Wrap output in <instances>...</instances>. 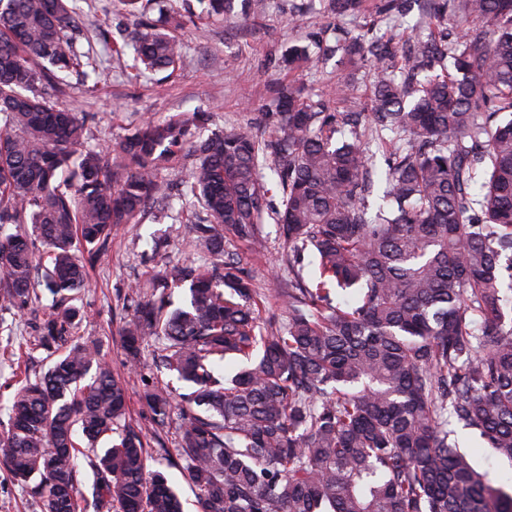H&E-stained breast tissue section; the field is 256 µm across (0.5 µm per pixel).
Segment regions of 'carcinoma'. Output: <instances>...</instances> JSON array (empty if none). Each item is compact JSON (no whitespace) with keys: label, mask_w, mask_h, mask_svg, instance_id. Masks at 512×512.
Here are the masks:
<instances>
[{"label":"carcinoma","mask_w":512,"mask_h":512,"mask_svg":"<svg viewBox=\"0 0 512 512\" xmlns=\"http://www.w3.org/2000/svg\"><path fill=\"white\" fill-rule=\"evenodd\" d=\"M201 2L226 22L269 7ZM440 2L406 28L401 60L372 27L336 44L372 72L359 112L330 107L356 98L352 82L315 97L290 81L264 134L229 122L200 138L204 113L147 116L103 149L88 145L89 114L56 103L63 76L89 66L77 0H0V353L17 336L6 315L39 285L52 296L26 339L50 366L18 381L0 446L42 512H183L77 302L116 232L185 214L197 257L130 287L119 334L129 367L152 341L170 377L141 399L154 430L176 427L199 512H512V490L457 442L472 430L512 461V0ZM151 4L118 0L134 18ZM333 6L356 18L363 0ZM407 7L384 0L388 28ZM186 21L172 7L135 41L137 72L182 61ZM447 58L456 74H436ZM282 64L309 73L313 55L294 46ZM267 218L286 248L287 314L263 321L230 245L262 250Z\"/></svg>","instance_id":"obj_1"}]
</instances>
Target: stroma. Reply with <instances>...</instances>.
I'll return each mask as SVG.
<instances>
[{"instance_id":"35a3bbf8","label":"stroma","mask_w":512,"mask_h":512,"mask_svg":"<svg viewBox=\"0 0 512 512\" xmlns=\"http://www.w3.org/2000/svg\"><path fill=\"white\" fill-rule=\"evenodd\" d=\"M90 26L82 49L99 60L96 79L71 75L63 105L91 116L89 143L103 147L118 143L141 117L168 116L174 113L206 112L211 116L200 136L227 122H257L272 105L275 83L287 80L288 73L280 59L288 47L300 42L310 45L319 57L318 67L306 82L312 93L319 94L339 80L355 79L368 85V71L351 72L330 57L329 51L345 31L355 24L331 12L328 0H270L266 15L235 25L205 19L194 12L180 34L185 48L183 62L173 70L144 77L132 67L131 56L111 55L105 37L132 39L140 28L117 13L115 0H79ZM187 225L165 222L139 224L118 233L112 239L107 262L91 272L90 285L82 294L86 317L81 334L99 338L105 357L125 380L130 396L133 420L148 426L149 413L139 400L146 380H160L152 361L139 368L124 364L122 339L118 334L123 304L130 285L146 280L156 260L152 237L163 233L168 238L165 257L170 264L191 259L186 244ZM264 252H243V263L263 290L261 317L283 316L281 290L288 278L285 248L273 221H266ZM165 454L154 455L150 467L163 471L181 491L185 512H196L195 496L184 479L173 451V433L160 434ZM461 449L469 451L473 463L490 472L498 483L512 479V462L497 456L492 449L478 447L469 431L458 433Z\"/></svg>"}]
</instances>
